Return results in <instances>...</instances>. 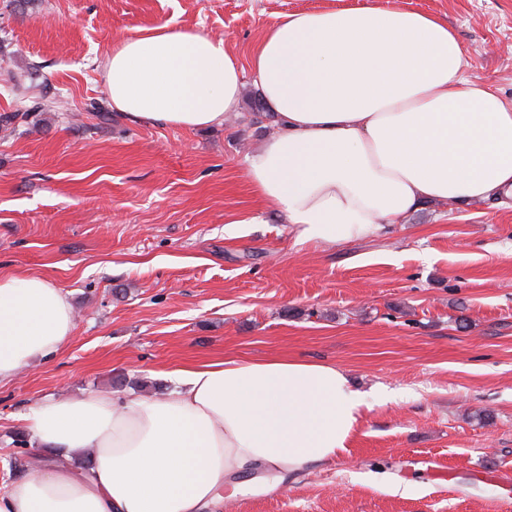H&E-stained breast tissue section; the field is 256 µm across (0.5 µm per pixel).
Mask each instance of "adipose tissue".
<instances>
[{"label": "adipose tissue", "instance_id": "obj_1", "mask_svg": "<svg viewBox=\"0 0 512 512\" xmlns=\"http://www.w3.org/2000/svg\"><path fill=\"white\" fill-rule=\"evenodd\" d=\"M472 64L439 16L375 0L283 15L245 65L225 39L159 25L116 42L105 78L116 111L187 130L223 124L253 81L277 128L248 182L297 240L336 245L427 201L512 203V98ZM73 324L49 279L0 276V383ZM367 406L336 366L286 356L185 369L165 395L43 401L28 427L59 460L1 490L0 512H209L248 472L342 455Z\"/></svg>", "mask_w": 512, "mask_h": 512}]
</instances>
